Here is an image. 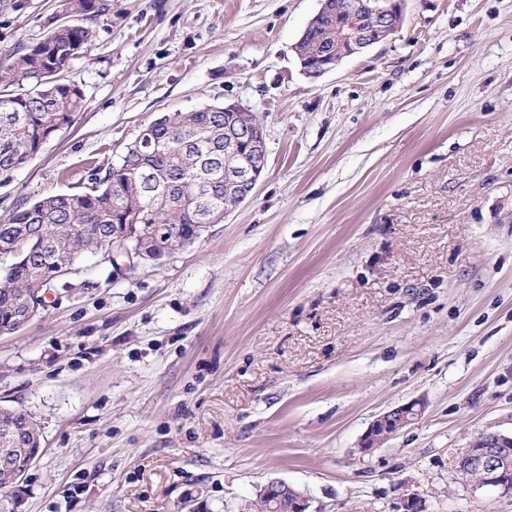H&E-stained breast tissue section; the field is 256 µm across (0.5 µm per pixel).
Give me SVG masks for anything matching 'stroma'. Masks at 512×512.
<instances>
[{
	"label": "stroma",
	"instance_id": "obj_1",
	"mask_svg": "<svg viewBox=\"0 0 512 512\" xmlns=\"http://www.w3.org/2000/svg\"><path fill=\"white\" fill-rule=\"evenodd\" d=\"M105 2L63 71L82 108L0 175V222L167 112L245 106L266 164L194 243L131 272L85 254L0 335V406L42 432L24 512H244L272 479L314 512H512L456 469L512 434V0H405L387 42L315 80L292 47L320 0ZM63 16L0 0V59ZM424 408L423 402H415L380 414L370 424L361 449L368 451L371 448H376L399 430L418 420L424 412Z\"/></svg>",
	"mask_w": 512,
	"mask_h": 512
}]
</instances>
